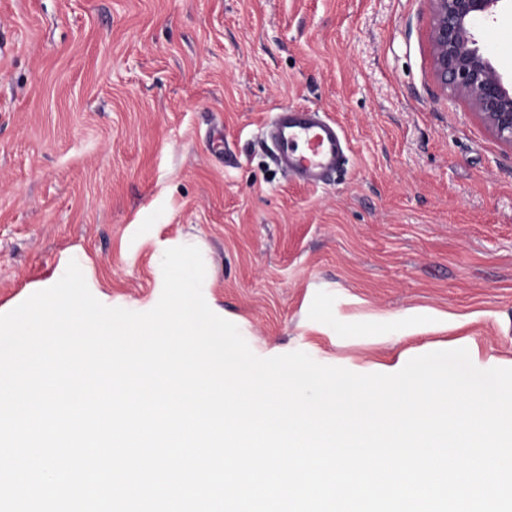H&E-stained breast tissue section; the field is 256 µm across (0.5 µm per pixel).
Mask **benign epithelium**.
Returning <instances> with one entry per match:
<instances>
[{
  "instance_id": "benign-epithelium-1",
  "label": "benign epithelium",
  "mask_w": 512,
  "mask_h": 512,
  "mask_svg": "<svg viewBox=\"0 0 512 512\" xmlns=\"http://www.w3.org/2000/svg\"><path fill=\"white\" fill-rule=\"evenodd\" d=\"M431 54L437 81L467 100L490 131L512 145V82L479 46L475 22L495 18L508 0H431Z\"/></svg>"
}]
</instances>
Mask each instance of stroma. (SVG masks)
Returning <instances> with one entry per match:
<instances>
[{"label":"stroma","instance_id":"35a3bbf8","mask_svg":"<svg viewBox=\"0 0 512 512\" xmlns=\"http://www.w3.org/2000/svg\"><path fill=\"white\" fill-rule=\"evenodd\" d=\"M431 21L430 0H0V313L72 260L148 311L156 255L195 238L258 357L512 368V146L435 81ZM475 35L511 76L512 12ZM285 106L344 129L332 181L272 161Z\"/></svg>","mask_w":512,"mask_h":512}]
</instances>
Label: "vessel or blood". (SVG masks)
Masks as SVG:
<instances>
[{
  "label": "vessel or blood",
  "mask_w": 512,
  "mask_h": 512,
  "mask_svg": "<svg viewBox=\"0 0 512 512\" xmlns=\"http://www.w3.org/2000/svg\"><path fill=\"white\" fill-rule=\"evenodd\" d=\"M268 136L276 165L313 185L330 180L346 160L343 129L307 108H281L268 126Z\"/></svg>",
  "instance_id": "b4317fda"
}]
</instances>
